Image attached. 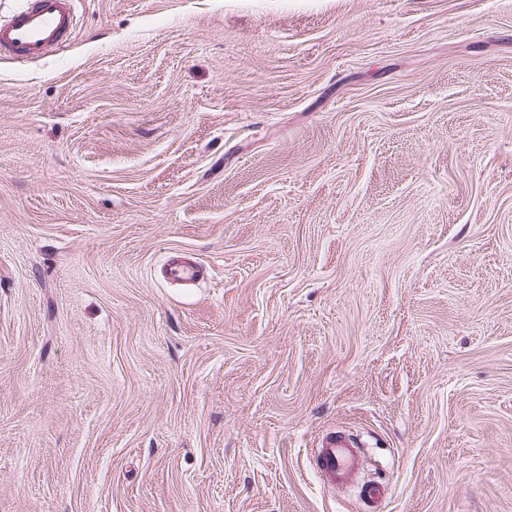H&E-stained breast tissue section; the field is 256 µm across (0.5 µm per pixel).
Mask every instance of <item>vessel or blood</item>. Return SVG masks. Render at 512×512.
Wrapping results in <instances>:
<instances>
[{
  "instance_id": "1",
  "label": "vessel or blood",
  "mask_w": 512,
  "mask_h": 512,
  "mask_svg": "<svg viewBox=\"0 0 512 512\" xmlns=\"http://www.w3.org/2000/svg\"><path fill=\"white\" fill-rule=\"evenodd\" d=\"M74 27V0H20L17 9L0 20V57L26 64L63 51ZM200 269L182 259L168 260L167 279L195 281ZM354 438L329 436L316 449L314 460L321 476L330 484H348L356 466Z\"/></svg>"
}]
</instances>
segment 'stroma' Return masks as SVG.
<instances>
[{
  "instance_id": "stroma-1",
  "label": "stroma",
  "mask_w": 512,
  "mask_h": 512,
  "mask_svg": "<svg viewBox=\"0 0 512 512\" xmlns=\"http://www.w3.org/2000/svg\"><path fill=\"white\" fill-rule=\"evenodd\" d=\"M75 15L0 60V512H512V0ZM200 268L182 259H169L165 264V274L172 282H193L198 277ZM354 438L346 435H331L321 448H316L314 460L321 476L334 486L348 484L356 466Z\"/></svg>"
}]
</instances>
